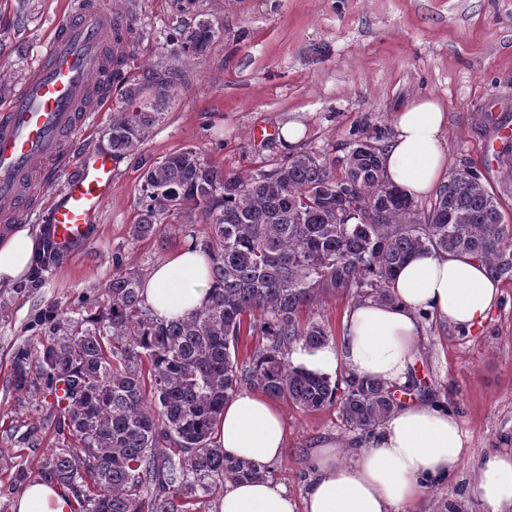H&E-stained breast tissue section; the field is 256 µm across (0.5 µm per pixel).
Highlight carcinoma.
I'll use <instances>...</instances> for the list:
<instances>
[{
    "label": "carcinoma",
    "mask_w": 512,
    "mask_h": 512,
    "mask_svg": "<svg viewBox=\"0 0 512 512\" xmlns=\"http://www.w3.org/2000/svg\"><path fill=\"white\" fill-rule=\"evenodd\" d=\"M215 36L200 21L176 40L171 60L133 79L112 72L122 94L104 136L112 156L136 153L184 80L179 56L200 57ZM380 132L350 139L341 158L299 151L265 170L227 174L186 148L144 174L135 239L164 221L197 218L213 256L209 303L179 321L156 318L142 274L117 267L104 286L107 311L75 318L52 308L38 345L16 352L12 381L36 396L64 385L56 426L70 440L49 450L41 477L70 486L79 512H185L226 481L260 479L264 465L215 446L224 402L249 385L305 412L335 407L350 427L371 431L395 408L389 387L295 367L297 347L331 341L311 318L328 291L390 301L398 269L423 250L470 253L494 279L512 282V223L482 174L454 170L430 207L385 179ZM261 339L238 359L243 338Z\"/></svg>",
    "instance_id": "cac0c4a2"
}]
</instances>
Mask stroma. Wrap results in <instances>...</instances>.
<instances>
[{"label": "stroma", "instance_id": "1", "mask_svg": "<svg viewBox=\"0 0 512 512\" xmlns=\"http://www.w3.org/2000/svg\"><path fill=\"white\" fill-rule=\"evenodd\" d=\"M65 0H0V101L28 72ZM133 5L139 36L132 77L168 58L174 38L198 21L215 37L203 56L184 57L185 80L136 154L114 165L112 197L87 240L57 255L38 283L0 284V512L16 463L38 478L57 442L53 395L20 394L15 353L45 334L38 317L101 297L115 266L149 273L187 242L205 246L202 224H160L134 239L145 170L184 148L226 173L272 168L288 158L277 140L288 122L304 126L299 150L329 151L365 128L390 133L396 107L432 96L447 112L449 168L470 165L512 220V179L493 151L512 138V0H113ZM263 129L264 139L253 137ZM450 407L470 442L461 469L429 485L420 512H485L471 494L480 461L512 445V282L484 325L467 333L425 317L408 385L396 400ZM287 451L268 476L301 495L311 454L327 437H358L336 409L305 412L281 402Z\"/></svg>", "mask_w": 512, "mask_h": 512}]
</instances>
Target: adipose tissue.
<instances>
[{
    "label": "adipose tissue",
    "mask_w": 512,
    "mask_h": 512,
    "mask_svg": "<svg viewBox=\"0 0 512 512\" xmlns=\"http://www.w3.org/2000/svg\"><path fill=\"white\" fill-rule=\"evenodd\" d=\"M446 118L441 102L430 96L412 100L392 117L382 167L386 180L410 198L430 194L444 180ZM37 244V231L27 224L0 238V282L26 276ZM211 266L201 247L186 244L146 276V305L165 321L192 316L209 301ZM389 288L391 300L364 298L347 308L339 343L297 349L291 363L332 378L344 373L403 386L416 360L421 314L471 331L483 325L502 295L479 258L432 250L411 258ZM213 440L227 455L266 465L286 451L285 417L266 396L243 391L225 403ZM467 448L451 409L428 401L403 404L365 439L318 443L302 497L267 478L228 481L213 512H412L428 485L459 471ZM473 494L488 512H512V450L482 459ZM72 510L67 486L39 478L8 502V512Z\"/></svg>",
    "instance_id": "ef3b65f1"
}]
</instances>
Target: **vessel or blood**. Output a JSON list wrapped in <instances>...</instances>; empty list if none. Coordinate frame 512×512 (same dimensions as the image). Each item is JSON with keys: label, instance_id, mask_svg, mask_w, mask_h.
Returning a JSON list of instances; mask_svg holds the SVG:
<instances>
[{"label": "vessel or blood", "instance_id": "vessel-or-blood-1", "mask_svg": "<svg viewBox=\"0 0 512 512\" xmlns=\"http://www.w3.org/2000/svg\"><path fill=\"white\" fill-rule=\"evenodd\" d=\"M130 10L110 0H72L48 31L12 95L0 103V221L17 222L35 207L42 190L63 180L51 208V238L58 252L83 243L112 194L110 150L80 156L69 145L91 113L103 111L112 60L130 55Z\"/></svg>", "mask_w": 512, "mask_h": 512}]
</instances>
